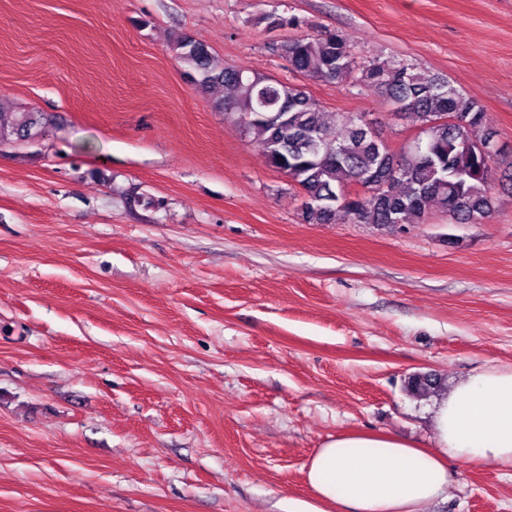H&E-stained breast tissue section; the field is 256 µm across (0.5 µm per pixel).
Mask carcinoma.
I'll use <instances>...</instances> for the list:
<instances>
[{
	"mask_svg": "<svg viewBox=\"0 0 512 512\" xmlns=\"http://www.w3.org/2000/svg\"><path fill=\"white\" fill-rule=\"evenodd\" d=\"M170 48L196 91H229L213 100V108L251 133L266 162L298 186L305 223L327 224L340 212L357 224H425L435 206L471 224L492 215L490 175L499 160L479 151L491 133L479 140L470 136L488 126L486 112L447 79L400 61H362L339 31L281 44L293 71L338 86L375 88L399 117L418 126L419 140L396 152L344 114L326 115L301 85L224 67L207 45L183 32L172 36ZM459 114L465 124L446 122ZM47 122L43 112L0 111V149L31 144ZM331 125L339 127L332 139L326 136ZM443 385L436 373H414L406 390L422 399Z\"/></svg>",
	"mask_w": 512,
	"mask_h": 512,
	"instance_id": "cac0c4a2",
	"label": "carcinoma"
}]
</instances>
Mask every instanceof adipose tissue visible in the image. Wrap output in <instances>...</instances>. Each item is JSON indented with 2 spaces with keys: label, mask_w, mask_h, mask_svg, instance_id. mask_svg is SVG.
<instances>
[{
  "label": "adipose tissue",
  "mask_w": 512,
  "mask_h": 512,
  "mask_svg": "<svg viewBox=\"0 0 512 512\" xmlns=\"http://www.w3.org/2000/svg\"><path fill=\"white\" fill-rule=\"evenodd\" d=\"M432 444L389 432H342L311 455L288 512H425L453 463L512 467V368L473 371L430 408Z\"/></svg>",
  "instance_id": "obj_1"
}]
</instances>
